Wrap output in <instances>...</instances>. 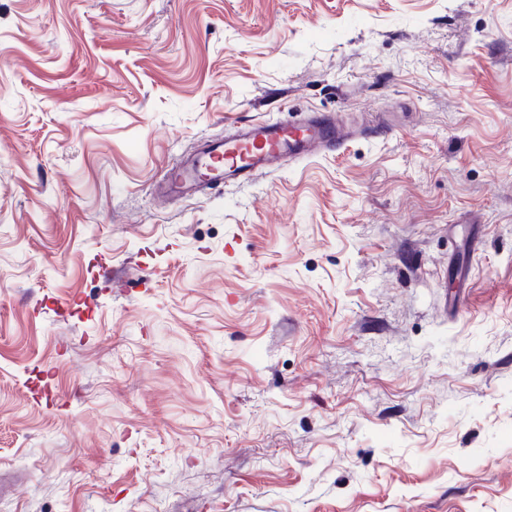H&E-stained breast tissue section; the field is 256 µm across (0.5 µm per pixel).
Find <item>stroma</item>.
<instances>
[{
    "mask_svg": "<svg viewBox=\"0 0 512 512\" xmlns=\"http://www.w3.org/2000/svg\"><path fill=\"white\" fill-rule=\"evenodd\" d=\"M0 512H512V0H0ZM234 129L233 134L206 141L200 152L183 158L170 171L164 195L186 197L195 193L201 167L210 169L212 184L251 181L279 169L285 158L302 160L333 151L339 154L351 136L333 117L322 114L294 123L251 121ZM247 147L253 151L242 157Z\"/></svg>",
    "mask_w": 512,
    "mask_h": 512,
    "instance_id": "1",
    "label": "stroma"
}]
</instances>
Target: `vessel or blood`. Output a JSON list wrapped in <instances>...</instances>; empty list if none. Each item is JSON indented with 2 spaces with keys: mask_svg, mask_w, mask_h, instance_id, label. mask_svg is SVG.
Returning a JSON list of instances; mask_svg holds the SVG:
<instances>
[{
  "mask_svg": "<svg viewBox=\"0 0 512 512\" xmlns=\"http://www.w3.org/2000/svg\"><path fill=\"white\" fill-rule=\"evenodd\" d=\"M350 133L334 118L314 114L294 123L252 121L233 134L206 141L200 152L183 158L165 184V196L186 197L196 191L200 168L212 182L249 181L279 169L284 159L302 160L319 153L338 152Z\"/></svg>",
  "mask_w": 512,
  "mask_h": 512,
  "instance_id": "obj_1",
  "label": "vessel or blood"
}]
</instances>
